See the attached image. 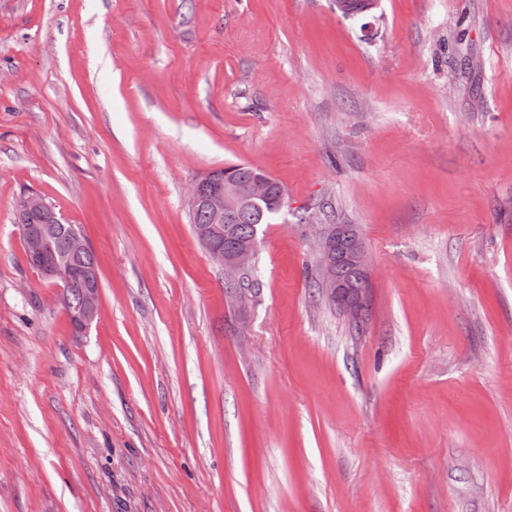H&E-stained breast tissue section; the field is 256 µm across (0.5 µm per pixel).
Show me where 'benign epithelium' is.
<instances>
[{"mask_svg":"<svg viewBox=\"0 0 512 512\" xmlns=\"http://www.w3.org/2000/svg\"><path fill=\"white\" fill-rule=\"evenodd\" d=\"M259 196L260 183L240 181L228 173L216 182L212 181L209 173L193 181L188 189V207L206 212L210 219V223L197 227L195 233L211 260L224 268V279L231 284L239 283L249 275L257 252L256 237H236L232 219L239 209L256 202ZM48 210V203L40 195L29 193L19 200L17 216ZM52 216V224L19 225L25 256L45 278L59 280L66 288L76 285L81 289V304L68 309V312L74 328L85 331L99 314V272L92 264H76L78 258L89 253V246L78 228L67 234L63 249L54 248L60 218L55 212ZM343 236V225H322L318 240L320 287L324 288L332 303L349 317L359 320L366 305L365 299H350L347 285L336 276L335 269L338 263L343 262L367 275L370 271L364 244L355 242L343 250Z\"/></svg>","mask_w":512,"mask_h":512,"instance_id":"obj_1","label":"benign epithelium"}]
</instances>
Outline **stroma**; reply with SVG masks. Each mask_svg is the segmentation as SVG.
<instances>
[{
	"mask_svg": "<svg viewBox=\"0 0 512 512\" xmlns=\"http://www.w3.org/2000/svg\"><path fill=\"white\" fill-rule=\"evenodd\" d=\"M230 164L288 199L243 306L186 206ZM31 191L96 258L87 334ZM0 512H512V0H0ZM51 211L54 224H42V216H27L23 224H18L24 243L25 256L29 263L35 266L41 274L50 280H59L63 283L65 292L69 286L72 288L64 298L66 307L76 305L82 291V302L79 306L68 308L71 322L76 330L86 331L91 327L99 314L100 292L99 272L92 264L77 265L76 260L89 253L84 236L78 228L67 234L66 242L61 250H55L54 240L58 233V224L61 218L37 193L23 196L17 205V216L25 214ZM16 216V219H17ZM95 260L93 252L84 258L86 263ZM321 226L318 240L320 288H324L328 299L339 306L345 314L359 320L366 305L363 296L370 285L363 274L353 268L363 271L370 280L364 244L356 240L348 249L342 250L345 232L343 224H322ZM340 261L347 265L341 264L336 268ZM336 273L349 284V289L354 295L362 296L351 300L347 285L336 276Z\"/></svg>",
	"mask_w": 512,
	"mask_h": 512,
	"instance_id": "1",
	"label": "stroma"
}]
</instances>
